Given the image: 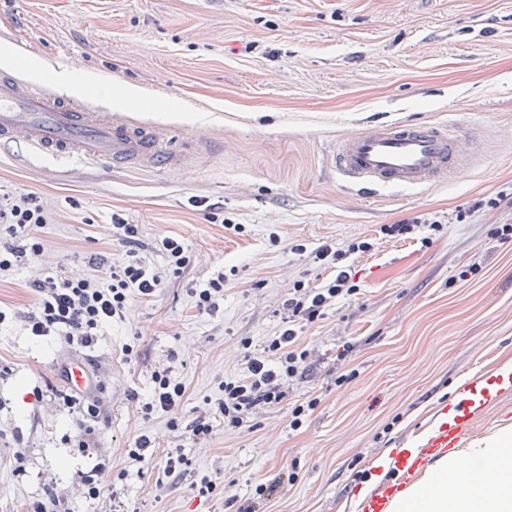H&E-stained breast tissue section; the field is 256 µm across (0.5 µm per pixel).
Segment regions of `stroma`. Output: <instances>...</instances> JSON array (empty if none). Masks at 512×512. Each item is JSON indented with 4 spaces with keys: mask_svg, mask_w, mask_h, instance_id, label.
Returning <instances> with one entry per match:
<instances>
[{
    "mask_svg": "<svg viewBox=\"0 0 512 512\" xmlns=\"http://www.w3.org/2000/svg\"><path fill=\"white\" fill-rule=\"evenodd\" d=\"M63 71L75 99L163 129L188 158L175 172L97 170L0 144V191L37 193L53 213L52 265L85 272L115 213L146 242L174 236L191 254L86 351L104 389L101 443L117 451L114 512H236L262 484L274 488L262 512H351L354 494L384 480V450L413 447L458 384L512 367V243L490 236L506 216L457 218L512 185V0H0V74L57 89ZM131 86L138 104L119 105ZM382 122L456 126L468 167L415 190L345 184L333 148ZM416 216L414 238L381 236ZM327 240L371 242L353 263L360 294L305 327L312 358L255 427L219 425L208 447H186L190 473L222 470L223 488L203 498L185 478L154 495L176 433L169 413H140L152 372L171 368L179 414L193 419L278 330L294 282L317 285L323 267L291 243ZM219 265L224 303L198 313L190 288ZM26 277L0 279V303L20 314L0 329V512L49 490L73 497L75 471L93 464L66 408L33 395L63 391L56 369L73 352L31 335ZM144 432L156 455L140 470L118 451Z\"/></svg>",
    "mask_w": 512,
    "mask_h": 512,
    "instance_id": "stroma-1",
    "label": "stroma"
}]
</instances>
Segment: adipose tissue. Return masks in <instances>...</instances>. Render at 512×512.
<instances>
[{
	"instance_id": "1",
	"label": "adipose tissue",
	"mask_w": 512,
	"mask_h": 512,
	"mask_svg": "<svg viewBox=\"0 0 512 512\" xmlns=\"http://www.w3.org/2000/svg\"><path fill=\"white\" fill-rule=\"evenodd\" d=\"M477 462L462 474V491L415 487L393 512H512V437L500 434L475 449Z\"/></svg>"
}]
</instances>
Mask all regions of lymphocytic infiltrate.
<instances>
[{
	"label": "lymphocytic infiltrate",
	"mask_w": 512,
	"mask_h": 512,
	"mask_svg": "<svg viewBox=\"0 0 512 512\" xmlns=\"http://www.w3.org/2000/svg\"><path fill=\"white\" fill-rule=\"evenodd\" d=\"M52 218L38 196L28 193L0 205V278L25 265L34 273L27 282L34 307L25 316L31 335L56 336L66 345L88 348L112 322L124 319L132 299L149 300L166 285L168 274H177L189 265L188 247L181 239L166 236L157 248L166 257L165 266L155 265L144 251L139 225L112 214V235L104 252L91 254L86 273H68L41 266L45 253L38 229ZM369 242L344 247L325 242L315 248L294 245L296 253H312L314 261L327 268L328 275L314 287L296 283L283 303L284 313L275 336L262 348L246 355L240 375L222 381L216 398L207 400L185 427L189 441L209 444L215 422L239 429L251 422L259 410L275 406L288 395L286 383L295 378L310 357L300 339L305 327L324 319L328 310L346 295L356 294L352 279L354 256L369 251ZM152 387L140 405L143 416L179 407L185 388L169 369L154 371ZM63 404L78 427L77 446L94 457V467L80 472L78 483L86 499L104 498L107 487L102 477L112 469V451L102 447L93 421L102 404L92 389L64 395Z\"/></svg>",
	"instance_id": "obj_1"
}]
</instances>
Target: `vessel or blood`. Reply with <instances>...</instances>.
<instances>
[{
	"label": "vessel or blood",
	"instance_id": "b4317fda",
	"mask_svg": "<svg viewBox=\"0 0 512 512\" xmlns=\"http://www.w3.org/2000/svg\"><path fill=\"white\" fill-rule=\"evenodd\" d=\"M454 129L432 124L382 123L360 130L336 147V170L352 186L423 188L463 171L468 158ZM22 143L30 151L75 158L95 168L139 165L183 167L185 158L156 131L145 130L90 109L61 92L0 75V143ZM478 410L461 401L454 415L436 423L418 442V453L399 452L391 476L358 498L356 512H389L391 501L424 481L436 460L455 453L461 464L479 438Z\"/></svg>",
	"mask_w": 512,
	"mask_h": 512
}]
</instances>
